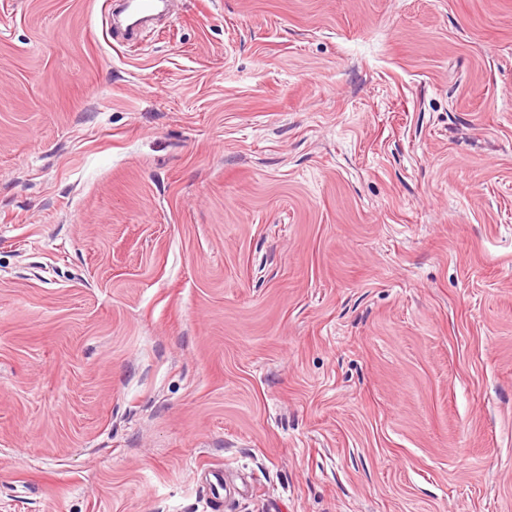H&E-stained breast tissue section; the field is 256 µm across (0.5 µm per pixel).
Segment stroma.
<instances>
[{"mask_svg":"<svg viewBox=\"0 0 512 512\" xmlns=\"http://www.w3.org/2000/svg\"><path fill=\"white\" fill-rule=\"evenodd\" d=\"M0 0V512H512V0Z\"/></svg>","mask_w":512,"mask_h":512,"instance_id":"35a3bbf8","label":"stroma"}]
</instances>
